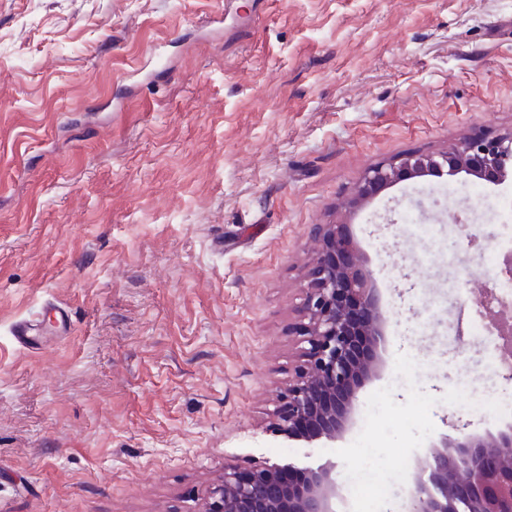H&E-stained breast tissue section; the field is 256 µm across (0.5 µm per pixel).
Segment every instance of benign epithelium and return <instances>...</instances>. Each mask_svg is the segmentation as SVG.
Here are the masks:
<instances>
[{
    "mask_svg": "<svg viewBox=\"0 0 512 512\" xmlns=\"http://www.w3.org/2000/svg\"><path fill=\"white\" fill-rule=\"evenodd\" d=\"M512 168V133L475 135L439 153L411 152L369 168L352 201L427 173H470L495 181ZM320 246L310 270L300 327L308 348L276 412L289 437L334 441L354 423L356 391L377 371L387 319L343 224L316 228ZM336 463L292 477L275 464L250 469L224 463V479L203 512H336ZM402 512H512V426L496 434L445 436L431 446L410 485Z\"/></svg>",
    "mask_w": 512,
    "mask_h": 512,
    "instance_id": "benign-epithelium-1",
    "label": "benign epithelium"
}]
</instances>
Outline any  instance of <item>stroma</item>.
<instances>
[{"label":"stroma","mask_w":512,"mask_h":512,"mask_svg":"<svg viewBox=\"0 0 512 512\" xmlns=\"http://www.w3.org/2000/svg\"><path fill=\"white\" fill-rule=\"evenodd\" d=\"M477 129L512 131V0H0V512H203L228 459L332 462L347 512H399L431 444L511 426L456 313L491 285L512 176L351 201ZM340 222L383 364L352 428L308 442L274 414L314 229ZM51 303L70 330L20 347Z\"/></svg>","instance_id":"obj_1"}]
</instances>
